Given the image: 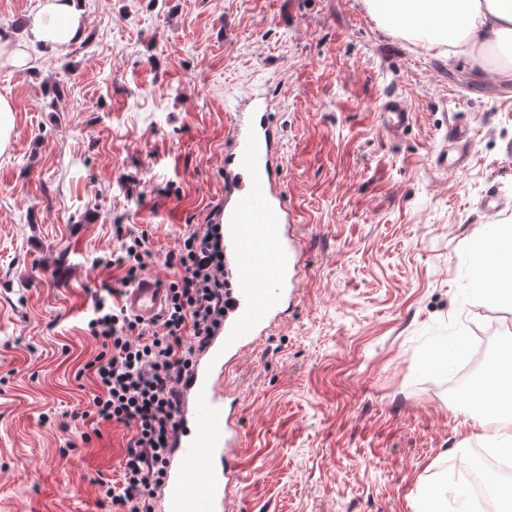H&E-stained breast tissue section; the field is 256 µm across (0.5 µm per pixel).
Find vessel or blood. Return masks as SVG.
<instances>
[{"instance_id":"1","label":"vessel or blood","mask_w":512,"mask_h":512,"mask_svg":"<svg viewBox=\"0 0 512 512\" xmlns=\"http://www.w3.org/2000/svg\"><path fill=\"white\" fill-rule=\"evenodd\" d=\"M379 112L392 136L412 120L403 97L394 93L384 97ZM281 140L266 98L238 103L224 140V202L216 216L223 226L229 303L223 326L181 380V406L155 512H227L230 489L245 480L231 463L243 440L238 417L227 406V380L240 353L269 334L300 286L298 216L284 191ZM166 300L161 282L147 275L125 289L121 304L148 323Z\"/></svg>"}]
</instances>
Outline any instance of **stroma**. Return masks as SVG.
Instances as JSON below:
<instances>
[{"instance_id":"35a3bbf8","label":"stroma","mask_w":512,"mask_h":512,"mask_svg":"<svg viewBox=\"0 0 512 512\" xmlns=\"http://www.w3.org/2000/svg\"><path fill=\"white\" fill-rule=\"evenodd\" d=\"M38 2L0 0L29 54L0 68V512H106L97 481L118 478L129 431L70 413L96 391L84 323L122 275L112 227L147 231L167 279L165 254L224 197L249 93L282 133L304 267L229 380L247 476L231 512H414L453 481L485 441L472 394L423 363L512 321L471 286L476 242L512 225V82L383 31L364 0H81L87 35L63 53L27 41ZM390 93L414 114L395 137L376 112ZM453 126L472 136L458 171ZM13 106L11 101L0 96V155L5 153L10 146L13 128Z\"/></svg>"}]
</instances>
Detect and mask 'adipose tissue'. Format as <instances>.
<instances>
[{
	"instance_id": "1",
	"label": "adipose tissue",
	"mask_w": 512,
	"mask_h": 512,
	"mask_svg": "<svg viewBox=\"0 0 512 512\" xmlns=\"http://www.w3.org/2000/svg\"><path fill=\"white\" fill-rule=\"evenodd\" d=\"M370 14L389 34L416 40L436 56L468 55L480 74L512 80V0H366ZM78 0H41L29 24L31 41L63 52L82 39ZM482 251L497 258L481 280L491 298L512 300V226L485 240ZM474 413L492 425L498 451L512 454V372L490 373L480 385Z\"/></svg>"
}]
</instances>
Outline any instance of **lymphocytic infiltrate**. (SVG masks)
Wrapping results in <instances>:
<instances>
[{"label":"lymphocytic infiltrate","instance_id":"f902f5d3","mask_svg":"<svg viewBox=\"0 0 512 512\" xmlns=\"http://www.w3.org/2000/svg\"><path fill=\"white\" fill-rule=\"evenodd\" d=\"M113 234L119 246L108 264L123 275L102 283L86 321L101 351L90 364L97 391L78 417L121 424L131 432L119 479L98 482L109 512H152L179 412L180 380L208 336L223 325L230 284L224 276L220 224L196 225L165 257L172 272L166 311L156 322L143 323L119 298L154 259L149 235L126 224L114 225Z\"/></svg>","mask_w":512,"mask_h":512}]
</instances>
